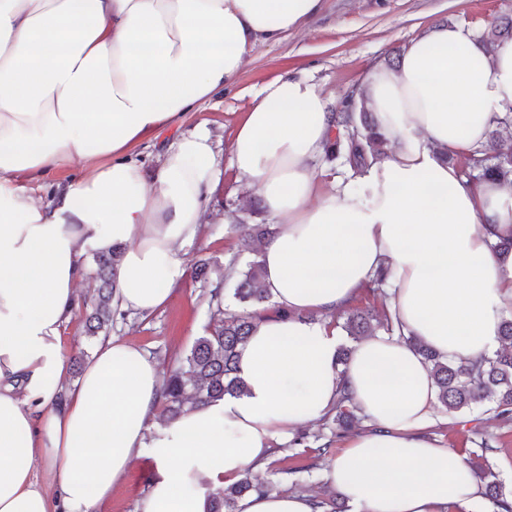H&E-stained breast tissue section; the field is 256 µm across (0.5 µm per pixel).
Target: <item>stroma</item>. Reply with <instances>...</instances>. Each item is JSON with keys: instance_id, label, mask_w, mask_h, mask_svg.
I'll return each instance as SVG.
<instances>
[{"instance_id": "stroma-1", "label": "stroma", "mask_w": 512, "mask_h": 512, "mask_svg": "<svg viewBox=\"0 0 512 512\" xmlns=\"http://www.w3.org/2000/svg\"><path fill=\"white\" fill-rule=\"evenodd\" d=\"M509 12L512 0H323L321 13L306 27L288 31L277 44H256L233 89L188 113L181 128L163 131L138 150L139 161L151 171L159 163L162 147L179 137L181 131L202 123L211 134L220 183L200 237L183 250L186 264L205 259L212 269L220 270L231 256L243 262L251 258L238 235L230 231L238 197L244 190L230 166V142L255 92L265 82L286 73L305 76L339 98L355 89L374 65L387 64L396 48L406 47L428 27L454 24L478 33ZM91 291V281H84L81 306L64 332L66 361L83 353L93 354L98 345L97 340L85 335L81 324ZM208 321L204 289L189 274L175 287L167 304L151 315L117 314L111 333L141 347L166 375L202 336ZM436 416L438 422L430 429L432 437L453 448L460 458H467L475 442L492 440L493 469L506 488H512V422H501L481 408L455 416L440 409ZM329 463V458L319 459L314 453L301 451L284 463L257 472L256 477L272 483L278 491L290 490L297 478L309 485L311 494L322 497L328 492L323 475ZM294 467L300 468L299 477H292L290 470ZM154 474L152 460L138 458L96 512H139Z\"/></svg>"}]
</instances>
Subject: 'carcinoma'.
<instances>
[{"mask_svg": "<svg viewBox=\"0 0 512 512\" xmlns=\"http://www.w3.org/2000/svg\"><path fill=\"white\" fill-rule=\"evenodd\" d=\"M481 38L490 51L512 41V13L502 15ZM492 124L484 145L476 153L458 160V164L470 180H494L512 187V147L505 144L502 134V130L512 128V111L494 116ZM389 151L387 141L376 130L372 112L356 103L354 93H348L334 113L333 137L326 147V160L340 159L353 171L362 173ZM262 216L264 205L258 199L251 202L248 217L232 225L234 232L251 245L252 259L243 267L237 259H231L217 284L208 290L210 321L205 333L164 381L162 416L166 420L176 419L188 404L205 403L243 390L236 375L238 351L250 336L255 308L270 302L258 255L260 244L272 231L263 221L248 222L250 218ZM120 256L121 249L112 246L93 253L97 285L90 298V311L83 318L84 331L89 337L106 335L112 327L115 314L112 298ZM226 282L235 283L233 296L240 305L236 313L224 309ZM384 283L383 275H378L362 289L365 305L351 304L336 314V324L352 341L374 335L377 326L389 335L395 332L387 313L389 295ZM499 339L502 348L493 355L457 363L443 359L414 336L403 337L430 366L437 401L446 411L460 413L487 406L496 417L509 422L512 420V317L502 320ZM359 420L353 397L342 386L335 405L321 419V430L313 434L305 430L296 432L288 447L308 448L319 457L331 455L335 448L325 431L338 436ZM493 451L492 442L484 439L469 453L466 462L478 479L480 495L489 503L490 512H512V492L498 480L489 461L488 454ZM267 491V484L246 476L222 491L210 493L208 512H237L241 498L252 492Z\"/></svg>", "mask_w": 512, "mask_h": 512, "instance_id": "1", "label": "carcinoma"}]
</instances>
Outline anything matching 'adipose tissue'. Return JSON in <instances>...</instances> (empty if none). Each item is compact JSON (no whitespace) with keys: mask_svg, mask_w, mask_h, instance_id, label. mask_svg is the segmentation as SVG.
Segmentation results:
<instances>
[{"mask_svg":"<svg viewBox=\"0 0 512 512\" xmlns=\"http://www.w3.org/2000/svg\"><path fill=\"white\" fill-rule=\"evenodd\" d=\"M322 0H0V512H94L134 460L156 476L141 512H207L208 489L269 461L275 439L325 416L339 388L365 419L325 481L353 512H471V469L431 437L436 387L407 339L446 359L492 355L512 314V187L467 185L458 165L512 107V41L488 51L435 25L357 98L390 152L355 187L323 191L314 165L336 101L303 77L266 82L230 159L276 233L260 249L271 310L239 351L243 393L161 416L164 379L140 348L103 340L76 382L64 330L92 252L121 246L113 305L148 315L187 274L218 171L206 127L154 172L138 147L234 86ZM79 176H71L72 166ZM67 172L51 200L37 183ZM401 337L358 342L346 366L332 315L378 273ZM55 484L47 493L45 484ZM239 512H313L311 495L252 493Z\"/></svg>","mask_w":512,"mask_h":512,"instance_id":"adipose-tissue-1","label":"adipose tissue"}]
</instances>
